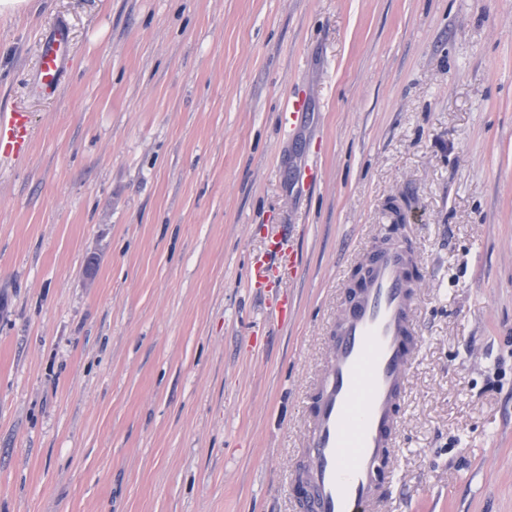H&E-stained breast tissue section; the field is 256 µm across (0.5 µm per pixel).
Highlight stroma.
Masks as SVG:
<instances>
[{
  "mask_svg": "<svg viewBox=\"0 0 512 512\" xmlns=\"http://www.w3.org/2000/svg\"><path fill=\"white\" fill-rule=\"evenodd\" d=\"M60 24L66 79L35 92ZM11 108L0 512H295L308 396L388 228L420 343L382 512H512V0H24ZM275 236L284 322L248 285ZM31 128L25 112H0V160L22 159L30 150Z\"/></svg>",
  "mask_w": 512,
  "mask_h": 512,
  "instance_id": "stroma-1",
  "label": "stroma"
}]
</instances>
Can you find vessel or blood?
Segmentation results:
<instances>
[{"label": "vessel or blood", "instance_id": "obj_1", "mask_svg": "<svg viewBox=\"0 0 512 512\" xmlns=\"http://www.w3.org/2000/svg\"><path fill=\"white\" fill-rule=\"evenodd\" d=\"M33 87L55 92L69 64L65 27L38 48ZM26 113L0 112V159L28 155ZM419 257L401 241L385 238L368 253L362 281L350 284L329 353L311 397L300 471L304 512H379L394 474L399 404L419 338L413 323ZM297 272L292 247L271 243L254 258L250 285L274 288L280 268Z\"/></svg>", "mask_w": 512, "mask_h": 512}]
</instances>
